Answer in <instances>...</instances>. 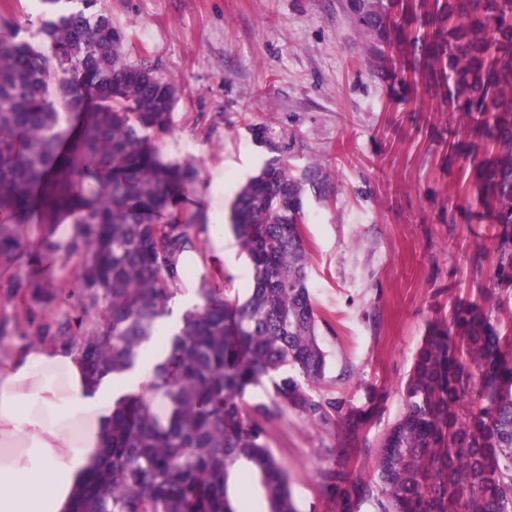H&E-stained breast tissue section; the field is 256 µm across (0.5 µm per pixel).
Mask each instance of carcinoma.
Returning <instances> with one entry per match:
<instances>
[{
	"label": "carcinoma",
	"mask_w": 512,
	"mask_h": 512,
	"mask_svg": "<svg viewBox=\"0 0 512 512\" xmlns=\"http://www.w3.org/2000/svg\"><path fill=\"white\" fill-rule=\"evenodd\" d=\"M40 0L47 50L0 25V268L34 242L25 224L83 226L62 258L80 255L74 285L82 315H65L32 338L83 358L91 384L134 369L145 348L166 357L147 392L112 407L98 461L74 512H237L229 481L240 466L261 478L269 512H296L288 471L276 460L258 421L288 406L328 424H354L345 401L315 400L288 375L309 384L324 377L327 354L317 335L304 224L305 185L313 172L290 170L288 145L262 126L256 141L274 153L237 193L233 232L252 266L251 287L234 309L206 279L201 301L175 333L162 332L185 276L178 268L196 250L191 214L159 224L175 194L197 176L190 163L162 158L152 133L166 130L176 98L145 64L112 57L124 31L99 0ZM368 39L377 75L402 60L398 75L445 87L485 143L474 166L480 217L512 224V0H348ZM497 279H512V237L498 242ZM36 301L58 298L50 280L26 283ZM98 313L91 326L83 314ZM272 383L270 403L248 405L246 391ZM477 404L461 417L460 402ZM406 410L380 442L381 512H512V338L483 309L457 311L451 327L425 339L405 388ZM325 481L341 512H352L359 482L342 469Z\"/></svg>",
	"instance_id": "cac0c4a2"
}]
</instances>
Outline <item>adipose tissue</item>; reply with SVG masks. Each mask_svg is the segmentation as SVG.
<instances>
[{
	"mask_svg": "<svg viewBox=\"0 0 512 512\" xmlns=\"http://www.w3.org/2000/svg\"><path fill=\"white\" fill-rule=\"evenodd\" d=\"M198 216L207 229L196 251L181 263L193 271L191 285L204 279L220 288L224 218L213 208ZM80 232V225L72 223L44 227V241L27 263L63 258ZM164 356L163 349L151 348L132 372L94 387L77 352L43 343L0 354V512H72L103 446L114 400L142 388Z\"/></svg>",
	"mask_w": 512,
	"mask_h": 512,
	"instance_id": "obj_1",
	"label": "adipose tissue"
}]
</instances>
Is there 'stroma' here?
<instances>
[{
    "mask_svg": "<svg viewBox=\"0 0 512 512\" xmlns=\"http://www.w3.org/2000/svg\"><path fill=\"white\" fill-rule=\"evenodd\" d=\"M126 33L125 58L177 88L171 125L156 135L165 160L198 171L187 201L215 171L234 175L214 206L229 210L271 156L251 129L292 145L296 177L316 171L303 234L318 334L328 354L312 397H336L362 418L325 426L296 409L263 420L288 470L298 512H340L323 474L338 467L363 484L353 512H379L378 446L404 412L403 387L426 336L476 303L512 336V283L494 277L501 225L476 221L467 193L482 149L440 95L375 76L348 0H101ZM31 268L0 269V351L26 346L76 302H35ZM251 267L224 233V299L244 298Z\"/></svg>",
    "mask_w": 512,
    "mask_h": 512,
    "instance_id": "1",
    "label": "stroma"
}]
</instances>
